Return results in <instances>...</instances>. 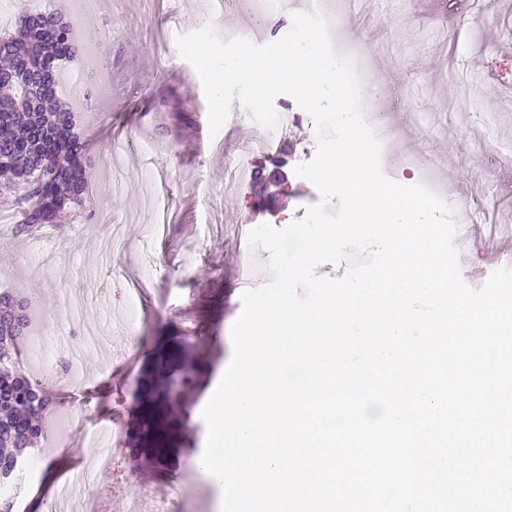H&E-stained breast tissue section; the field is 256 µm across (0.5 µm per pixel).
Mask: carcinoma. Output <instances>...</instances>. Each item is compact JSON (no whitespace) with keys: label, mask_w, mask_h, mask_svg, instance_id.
<instances>
[{"label":"carcinoma","mask_w":512,"mask_h":512,"mask_svg":"<svg viewBox=\"0 0 512 512\" xmlns=\"http://www.w3.org/2000/svg\"><path fill=\"white\" fill-rule=\"evenodd\" d=\"M70 27L54 12L23 14L11 33L0 35V195L13 199L21 214L17 233L29 234L54 221L65 205L87 202L89 187L81 161L83 146L73 129L69 104L56 96V72L70 58ZM26 300L0 292V512H12L24 482L17 465L41 436L49 395L17 369L6 346L25 338ZM170 398L167 379L153 382L145 399Z\"/></svg>","instance_id":"cac0c4a2"}]
</instances>
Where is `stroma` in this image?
I'll use <instances>...</instances> for the list:
<instances>
[{"mask_svg":"<svg viewBox=\"0 0 512 512\" xmlns=\"http://www.w3.org/2000/svg\"><path fill=\"white\" fill-rule=\"evenodd\" d=\"M35 11L96 32L105 50L96 57L77 43L60 65L57 88L86 144L89 204L67 206L44 235L23 244L15 234L20 214L0 197V290L28 300L29 318L42 324L46 341L39 347L25 339L20 363L32 375L59 353L79 371L66 386L49 388L54 407L29 457L34 479L17 503L30 512L34 501L91 471L107 512H120L150 486L196 466L207 434L201 412L231 361V328L242 311L243 290L232 279L242 251L237 228L282 229L316 203L315 189L295 173L313 157L316 138L294 98L276 96L274 108L300 114L275 142L286 153L287 187L270 180L228 185L226 161L258 170L270 160L245 157L259 134L248 120L210 135L203 86L176 38L207 24L220 33L253 26L251 11L209 17L200 0H94L76 19L71 0H0V33ZM340 26L345 38L370 46L367 64L384 83L404 78L410 110L393 117L400 150L437 159L451 205L486 192L461 272L467 285L481 287L512 253L504 241L512 228V0H494L489 9L466 0L453 33L443 0H364ZM88 68L97 69L107 91L84 82ZM110 152L120 163L105 177L100 159ZM163 352L196 358V378L168 423L181 456L143 474L131 454L140 442L128 429ZM75 410L90 428L118 426L111 468L95 469L94 448L65 430L63 418Z\"/></svg>","mask_w":512,"mask_h":512,"instance_id":"1","label":"stroma"}]
</instances>
